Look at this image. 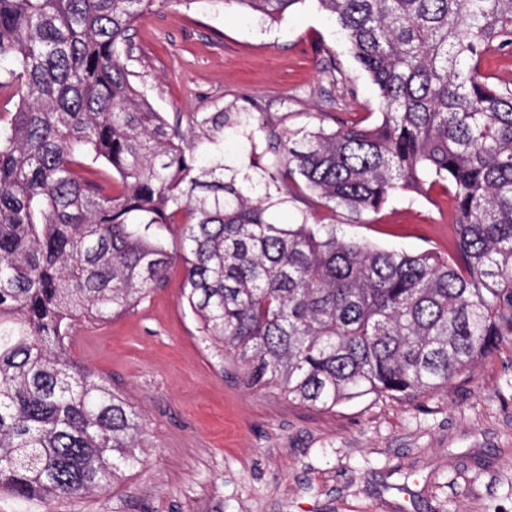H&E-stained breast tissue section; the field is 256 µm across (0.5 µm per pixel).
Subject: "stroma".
<instances>
[{"instance_id": "obj_1", "label": "stroma", "mask_w": 512, "mask_h": 512, "mask_svg": "<svg viewBox=\"0 0 512 512\" xmlns=\"http://www.w3.org/2000/svg\"><path fill=\"white\" fill-rule=\"evenodd\" d=\"M157 111L184 126L209 112L224 129V166L251 196L268 128L376 118L375 86L315 0L270 23L206 0L139 18L128 59ZM273 224H339L383 248L453 253L448 201L397 196L353 218L300 203ZM183 268L135 309L74 327L70 350L141 415L143 462L83 498L27 503L0 493V512H512V338L467 377L414 400L364 399L323 411L275 387L250 389L243 370L203 342L182 297Z\"/></svg>"}]
</instances>
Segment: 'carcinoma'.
<instances>
[{"label": "carcinoma", "instance_id": "obj_1", "mask_svg": "<svg viewBox=\"0 0 512 512\" xmlns=\"http://www.w3.org/2000/svg\"><path fill=\"white\" fill-rule=\"evenodd\" d=\"M189 2L0 0V492L21 501L91 494L142 464L140 414L68 339L176 263L202 340L296 404L434 393L512 337V89L482 72L512 55V0H316L383 112L270 131L275 193L257 200L224 180L230 115L201 117L194 142L130 79L134 22ZM208 2L277 21L305 0ZM437 191L452 256L265 217L295 202L359 217Z\"/></svg>", "mask_w": 512, "mask_h": 512}]
</instances>
